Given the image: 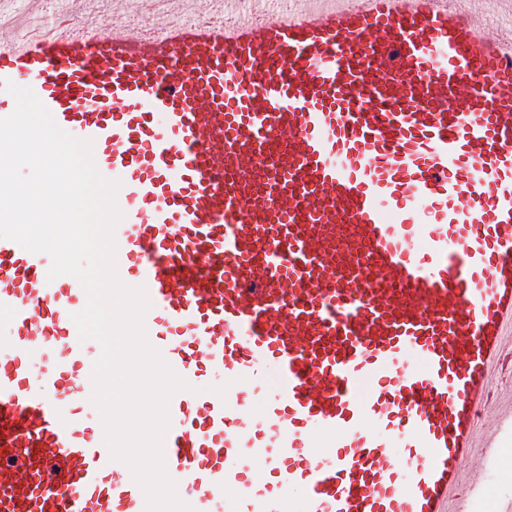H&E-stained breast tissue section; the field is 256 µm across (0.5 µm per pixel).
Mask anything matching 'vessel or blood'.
<instances>
[{
	"instance_id": "1",
	"label": "vessel or blood",
	"mask_w": 512,
	"mask_h": 512,
	"mask_svg": "<svg viewBox=\"0 0 512 512\" xmlns=\"http://www.w3.org/2000/svg\"><path fill=\"white\" fill-rule=\"evenodd\" d=\"M0 19L33 90L121 182V280L189 385L169 476L195 512H458L512 365V14L453 0H159ZM76 280L0 238V512H144L112 460ZM43 363L34 374V363ZM225 396L195 393L207 376ZM329 440L317 452L314 439Z\"/></svg>"
}]
</instances>
